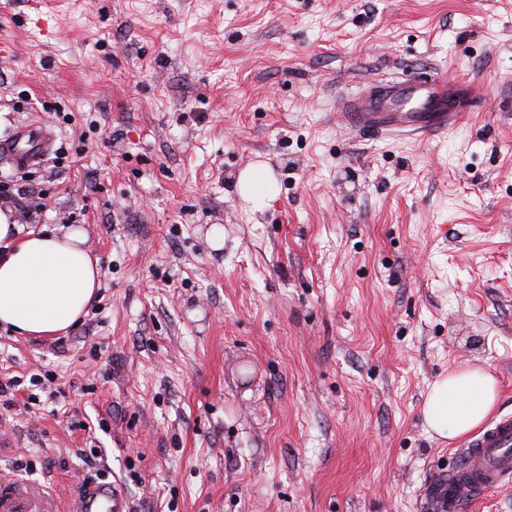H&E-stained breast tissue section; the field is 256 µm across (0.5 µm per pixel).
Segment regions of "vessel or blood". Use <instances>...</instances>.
<instances>
[{"label": "vessel or blood", "instance_id": "1", "mask_svg": "<svg viewBox=\"0 0 512 512\" xmlns=\"http://www.w3.org/2000/svg\"><path fill=\"white\" fill-rule=\"evenodd\" d=\"M464 103L447 76L426 80L377 82L344 103L353 126L380 133L430 135L454 128ZM55 141L46 126H25L0 144L16 164L28 165L48 153ZM512 476V412L490 420L458 451L457 465L433 484V500L452 497L455 505L475 500ZM0 512H57L54 494L0 474ZM68 512H129L119 488L99 483L80 491Z\"/></svg>", "mask_w": 512, "mask_h": 512}]
</instances>
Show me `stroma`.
Returning a JSON list of instances; mask_svg holds the SVG:
<instances>
[{"label": "stroma", "mask_w": 512, "mask_h": 512, "mask_svg": "<svg viewBox=\"0 0 512 512\" xmlns=\"http://www.w3.org/2000/svg\"><path fill=\"white\" fill-rule=\"evenodd\" d=\"M443 71L469 109L432 137L341 108ZM31 122L68 160L21 221L82 228L101 286L0 330V473L64 502L95 448L131 512H427L463 445L432 383L512 412V0H0V139ZM258 177H268V167L263 162H257L244 171L239 177L238 190L243 199L252 200L251 188ZM497 397L496 380L490 373L459 367L431 385L423 416L430 430L451 441L478 428L493 410Z\"/></svg>", "instance_id": "1"}]
</instances>
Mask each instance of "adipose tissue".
I'll return each mask as SVG.
<instances>
[{"instance_id": "1", "label": "adipose tissue", "mask_w": 512, "mask_h": 512, "mask_svg": "<svg viewBox=\"0 0 512 512\" xmlns=\"http://www.w3.org/2000/svg\"><path fill=\"white\" fill-rule=\"evenodd\" d=\"M78 227L24 229L0 211V327L22 336H54L85 313L100 287L97 257ZM498 397L488 372L460 367L436 380L423 416L430 430L454 440L478 428Z\"/></svg>"}]
</instances>
